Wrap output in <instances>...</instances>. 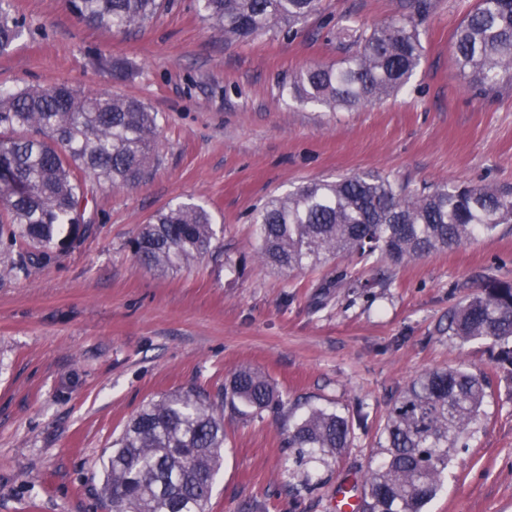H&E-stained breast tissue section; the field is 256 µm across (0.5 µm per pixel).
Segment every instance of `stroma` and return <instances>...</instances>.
I'll use <instances>...</instances> for the list:
<instances>
[{"label":"stroma","mask_w":512,"mask_h":512,"mask_svg":"<svg viewBox=\"0 0 512 512\" xmlns=\"http://www.w3.org/2000/svg\"><path fill=\"white\" fill-rule=\"evenodd\" d=\"M26 32L0 56V85L65 81L140 99L159 114L160 163L139 187L97 193L91 233L27 279L0 280V512H108L101 456L148 401L239 368L265 373L285 410L225 417L224 464L208 512H337L343 483L380 462L392 398L421 374L488 373L480 419L457 448L426 512H512V372L487 342L445 332L449 312L488 279L512 280V224L390 267L374 293L320 283L375 262L345 257L301 273L257 258L251 218L271 197L315 179L378 171L399 180L512 190V90L474 95L452 59L451 34L470 0H438L420 66L396 95L331 112L298 105L294 75L339 57L328 21L374 25L395 0H320L297 35L227 42L192 0H170L136 32L81 23L64 0H12ZM133 71L113 82L97 57ZM213 217L206 258L160 278L131 245L168 203ZM363 410L349 448L298 459L283 448L291 416Z\"/></svg>","instance_id":"1"}]
</instances>
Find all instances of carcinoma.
Listing matches in <instances>:
<instances>
[{"instance_id": "carcinoma-1", "label": "carcinoma", "mask_w": 512, "mask_h": 512, "mask_svg": "<svg viewBox=\"0 0 512 512\" xmlns=\"http://www.w3.org/2000/svg\"><path fill=\"white\" fill-rule=\"evenodd\" d=\"M80 21L132 31L166 0H65ZM319 0H197L201 18L226 41H249L278 28L295 34ZM436 0H397L374 27L336 24L342 57L303 69L289 84L300 104L331 112L380 102L399 92L420 66L421 31ZM25 22L0 0V55L23 37ZM459 74L480 95L512 87V0H476L453 33ZM112 79L127 64L107 60ZM158 113L137 98L80 92L65 82L20 90L0 87V278H28L56 259L66 242L90 230L92 188H132L158 161ZM512 222V192L470 184L411 187L378 171L303 184L269 199L254 216L258 258L290 272L343 256L392 265L453 249ZM215 231L202 206L180 202L156 211L133 244L142 268L176 270L212 252ZM342 274L334 286L356 293L389 281ZM448 338L488 341L495 362L512 368V281L491 279L448 315ZM490 381L464 368L427 372L390 404L382 462L363 477L361 512H424L466 439ZM282 396L253 368L236 370L213 397L203 387L171 393L141 408L102 461L101 496L110 512H206L224 454V411H278ZM353 415L312 408L288 430L284 447L331 455L349 446Z\"/></svg>"}]
</instances>
